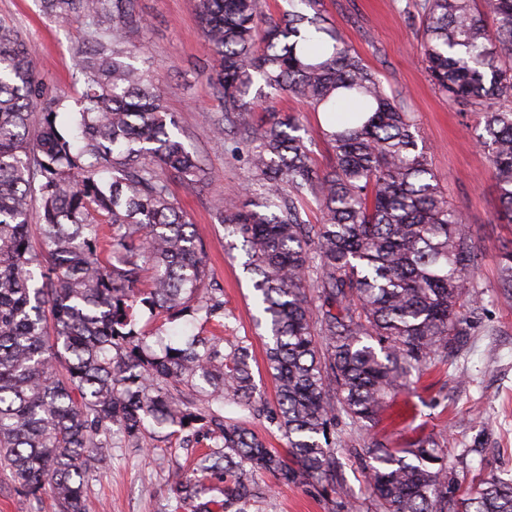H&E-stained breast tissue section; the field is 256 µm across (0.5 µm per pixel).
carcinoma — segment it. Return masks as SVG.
Here are the masks:
<instances>
[{"mask_svg":"<svg viewBox=\"0 0 512 512\" xmlns=\"http://www.w3.org/2000/svg\"><path fill=\"white\" fill-rule=\"evenodd\" d=\"M137 0H41L45 13L85 21L75 103L39 77L21 33L0 21V464L28 498L52 493L58 512H84L86 477L113 435L139 446L147 427L208 441L176 479L192 512H247L264 497L256 475L336 482L328 431L374 425L389 401L448 356L475 303L481 252L443 195L412 113L343 38L324 0H289L276 18L262 0H199L207 74L222 111L209 115L253 177L251 199L215 218L243 239L276 380L277 407L257 393L247 348L194 336L157 353L135 310L170 320L223 315L202 295L209 277L171 181L196 183L199 155L133 58L145 20ZM423 0L420 53L438 91L478 116L512 224V0ZM493 26H488L485 15ZM284 96L324 114L333 162L319 171L312 141ZM73 115L70 134L59 116ZM313 197L321 221L304 219ZM38 210L40 224L30 219ZM499 295L512 301V242L498 255ZM235 404L277 422L286 455L224 416ZM366 481L379 512H512V478L457 494L442 445L419 439L375 449ZM224 483L204 498L202 479Z\"/></svg>","mask_w":512,"mask_h":512,"instance_id":"1","label":"carcinoma"}]
</instances>
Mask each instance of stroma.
<instances>
[{"instance_id": "1", "label": "stroma", "mask_w": 512, "mask_h": 512, "mask_svg": "<svg viewBox=\"0 0 512 512\" xmlns=\"http://www.w3.org/2000/svg\"><path fill=\"white\" fill-rule=\"evenodd\" d=\"M423 0H325L345 40L381 78L389 94L412 112L429 164L448 201L464 216L481 248L474 276L476 302L467 313L466 335L448 347V359L428 371L417 388L400 393L378 424L361 432L336 453V476L347 495L327 484H285L265 474L267 495L248 512H376L365 481L373 445L404 448L431 437L445 445V461L458 483L469 486L491 476L512 477V304L497 292V254L512 241V224L494 220L498 204L488 152L476 141L478 118L458 111L435 89L418 52ZM199 0H137L146 26L136 33L134 63L155 71L156 91L183 129L185 146L202 154L207 173L193 187L172 182L171 189L191 219L208 261L212 287L224 293V314L209 323L173 322L137 313L140 328L162 330L181 340L211 331L225 345H247L254 382L267 402L275 382L266 364V338L257 328L253 279L243 268V240L227 233L213 216L217 200H240L249 173L230 142L214 137L209 113L218 111L206 75L208 60L198 29ZM0 18L21 31L35 52L38 74L51 89L79 95L77 50L85 42L82 20L63 21L46 14L40 0H0ZM278 109L299 113L313 136L318 169L332 162L321 134L324 119L297 100ZM197 444L164 439L146 430L139 447L109 448L105 466L86 479V512H171L172 486L192 468Z\"/></svg>"}]
</instances>
